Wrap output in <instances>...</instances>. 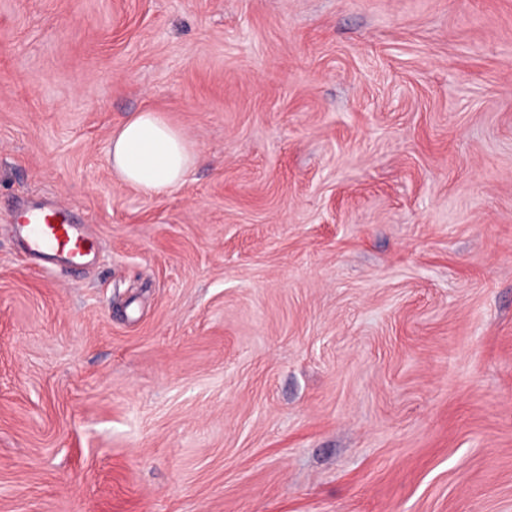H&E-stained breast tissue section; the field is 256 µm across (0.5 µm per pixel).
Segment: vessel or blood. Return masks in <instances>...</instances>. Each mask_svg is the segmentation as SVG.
Here are the masks:
<instances>
[{
    "label": "vessel or blood",
    "instance_id": "vessel-or-blood-1",
    "mask_svg": "<svg viewBox=\"0 0 512 512\" xmlns=\"http://www.w3.org/2000/svg\"><path fill=\"white\" fill-rule=\"evenodd\" d=\"M11 219L23 235L29 254L59 257L70 266L82 265L95 247L92 237L57 206L16 208Z\"/></svg>",
    "mask_w": 512,
    "mask_h": 512
}]
</instances>
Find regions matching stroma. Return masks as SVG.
Wrapping results in <instances>:
<instances>
[{"label": "stroma", "mask_w": 512, "mask_h": 512, "mask_svg": "<svg viewBox=\"0 0 512 512\" xmlns=\"http://www.w3.org/2000/svg\"><path fill=\"white\" fill-rule=\"evenodd\" d=\"M45 200L98 249L0 222V512H512V0H0ZM111 161L123 181L156 195L184 182L195 154L183 131L145 108L112 133ZM10 218L23 235L31 255L59 257L68 265L80 266L95 248V240L57 206L16 208Z\"/></svg>", "instance_id": "35a3bbf8"}]
</instances>
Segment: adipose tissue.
Listing matches in <instances>:
<instances>
[{
    "label": "adipose tissue",
    "mask_w": 512,
    "mask_h": 512,
    "mask_svg": "<svg viewBox=\"0 0 512 512\" xmlns=\"http://www.w3.org/2000/svg\"><path fill=\"white\" fill-rule=\"evenodd\" d=\"M111 161L123 181L156 195L184 182L195 155L183 131L145 108L113 132Z\"/></svg>",
    "instance_id": "ef3b65f1"
}]
</instances>
